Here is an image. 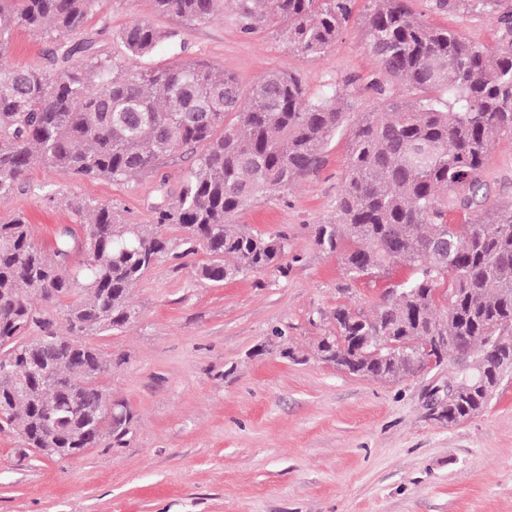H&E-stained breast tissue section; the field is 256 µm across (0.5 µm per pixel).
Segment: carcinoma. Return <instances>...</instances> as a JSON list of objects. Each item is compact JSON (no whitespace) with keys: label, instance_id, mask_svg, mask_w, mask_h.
<instances>
[{"label":"carcinoma","instance_id":"carcinoma-1","mask_svg":"<svg viewBox=\"0 0 512 512\" xmlns=\"http://www.w3.org/2000/svg\"><path fill=\"white\" fill-rule=\"evenodd\" d=\"M353 0H235L242 32L277 28L304 58L324 55L352 16ZM364 14L380 73L370 112L349 119L335 86L308 95L299 75L270 70L250 88L194 59L172 67L141 60L178 33L133 21L106 53L69 41L98 0H0V41L17 29L49 37L47 65H0V204L25 175L45 167L79 179L125 181L186 150L180 189L153 207L155 223L127 224L110 205L57 203L80 218L50 248L24 214L0 221V433L38 454L49 436L63 448L122 443L133 421L124 402L101 409L114 360L85 338L122 331L130 292L163 256H209L197 274L220 283L277 266L288 237L235 223L248 203L286 191L315 172L329 139L347 128L350 150L336 213L312 226L315 248L341 259L351 279L381 276L399 262L409 275L371 314L336 307V330L318 337L316 359L352 375L402 381L460 355L470 392L439 418L455 426L487 408L502 384L496 341L512 337V203L488 201L482 180L496 141L512 138V5L506 0H433L444 12L493 14L500 42L476 44L415 17L401 0H368ZM158 15L204 23L224 0H152ZM403 85L408 94L394 88ZM465 212L462 224L450 215ZM181 231L179 239L165 229ZM83 259L71 263L74 254ZM37 362L45 371L31 373ZM78 389V395L68 392Z\"/></svg>","mask_w":512,"mask_h":512}]
</instances>
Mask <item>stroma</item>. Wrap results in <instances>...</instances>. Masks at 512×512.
I'll return each instance as SVG.
<instances>
[{
    "instance_id": "stroma-1",
    "label": "stroma",
    "mask_w": 512,
    "mask_h": 512,
    "mask_svg": "<svg viewBox=\"0 0 512 512\" xmlns=\"http://www.w3.org/2000/svg\"><path fill=\"white\" fill-rule=\"evenodd\" d=\"M422 20L493 44L502 34L489 15L433 10L405 0ZM367 0L322 57L305 59L265 27L242 33L232 0L211 22L159 16L152 0H101L100 17L73 33L113 51L112 37L145 20L178 32L182 53L161 46L148 59L211 62L250 87L275 69L299 73L310 94L342 87L354 112L373 108L365 78L377 71L363 23ZM109 31H102V24ZM47 39L15 30L7 64L45 63ZM348 133L335 134L320 168L288 194L258 199L235 221L288 237L280 267L232 280L200 279L205 254L161 258L133 288L134 320L94 345L126 356L105 379L110 397L135 414L122 444L104 439L82 457L19 458L17 438L0 434V512H512V380L488 407L448 426L430 416L428 394L444 386L447 368L399 383L360 378L313 356L317 312L339 305L371 311L407 271L347 278L340 261L320 253L311 228L329 221L349 154ZM193 158L179 151L129 181L80 180L44 167L0 205V220L21 212L35 240L49 244L56 225L81 221L58 205L63 196L111 205L131 224L154 221L153 205L175 191ZM490 201L512 202V140L490 151L482 173ZM286 329L298 355L278 346L252 357L272 328Z\"/></svg>"
}]
</instances>
